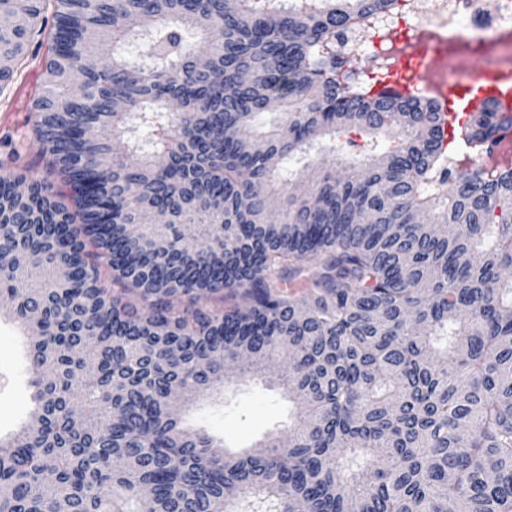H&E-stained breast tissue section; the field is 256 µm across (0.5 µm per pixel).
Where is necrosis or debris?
<instances>
[{"mask_svg":"<svg viewBox=\"0 0 512 512\" xmlns=\"http://www.w3.org/2000/svg\"><path fill=\"white\" fill-rule=\"evenodd\" d=\"M408 15L418 20L429 36L427 49L438 51L450 72L469 74L476 55L500 69L512 68V0H398L397 11L381 20L387 41L377 44L349 31L346 43L364 52L375 50L382 59H397L402 45L394 36Z\"/></svg>","mask_w":512,"mask_h":512,"instance_id":"obj_1","label":"necrosis or debris"}]
</instances>
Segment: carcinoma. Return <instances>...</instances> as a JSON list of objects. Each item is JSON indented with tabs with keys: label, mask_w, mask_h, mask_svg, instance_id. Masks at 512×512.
<instances>
[{
	"label": "carcinoma",
	"mask_w": 512,
	"mask_h": 512,
	"mask_svg": "<svg viewBox=\"0 0 512 512\" xmlns=\"http://www.w3.org/2000/svg\"><path fill=\"white\" fill-rule=\"evenodd\" d=\"M395 3L0 0V94L43 65L46 157L0 176L32 389L0 512H512V171L463 165L433 101L343 48ZM188 33L218 40L190 54ZM498 112L470 114V155ZM351 130L384 141L341 181L333 159L291 185L271 163ZM259 377L292 406L288 446L185 425Z\"/></svg>",
	"instance_id": "obj_1"
}]
</instances>
